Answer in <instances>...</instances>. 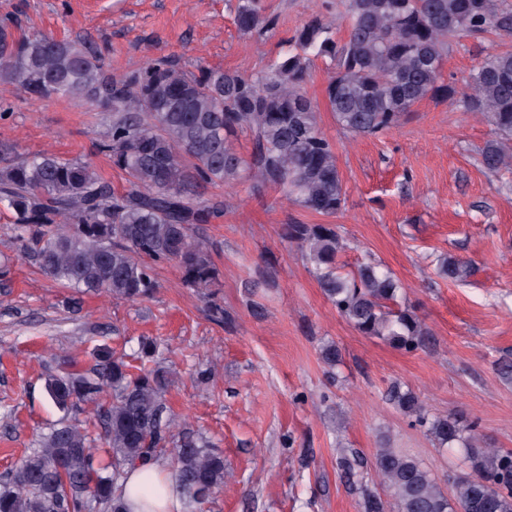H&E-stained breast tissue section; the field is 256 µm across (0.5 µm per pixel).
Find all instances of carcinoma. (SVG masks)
I'll use <instances>...</instances> for the list:
<instances>
[{"mask_svg":"<svg viewBox=\"0 0 512 512\" xmlns=\"http://www.w3.org/2000/svg\"><path fill=\"white\" fill-rule=\"evenodd\" d=\"M345 36L318 14L281 39L288 50L263 70L245 75L203 66L188 73L167 60L115 74L100 56L68 39L16 36L0 25V82L38 98L76 97L112 108L99 149L126 175L118 192L80 158L0 154V204L13 215L17 238L58 284L136 301L156 288L154 265L173 263L183 283L208 295L219 271L193 226L224 213L204 198L211 187L242 180L273 186L301 208L333 215L346 202L334 144L319 125L318 106L305 91L310 65L325 60L328 107L353 136H374L397 126L424 99L454 101L457 86L443 78L448 40L460 35H512L507 0H343ZM238 28L273 36L276 17L264 0H238ZM467 107L480 114L499 140L482 153L490 170L512 169V51L487 55L469 74ZM247 132L253 151L235 142ZM283 237L305 251L325 297L362 335L411 351L430 331L402 303V286L377 262L343 271L346 250L333 224H285ZM438 272L452 282L472 275L453 256ZM157 343L143 338L136 359L152 362ZM173 376L136 369L106 345L85 370L51 369L44 378L48 402L62 416L38 436L18 465L0 480V512H129L117 493L127 469L172 447L173 490L183 512L233 480L224 456L202 438L175 434L165 396ZM108 404H103L105 398ZM391 399L428 425L440 448H460L470 472L449 488L421 461L395 448L376 451L375 474L392 490L396 512H512V455L482 445L471 427L429 418L410 389ZM94 403L112 468L100 464L93 439L71 414Z\"/></svg>","mask_w":512,"mask_h":512,"instance_id":"obj_1","label":"carcinoma"}]
</instances>
